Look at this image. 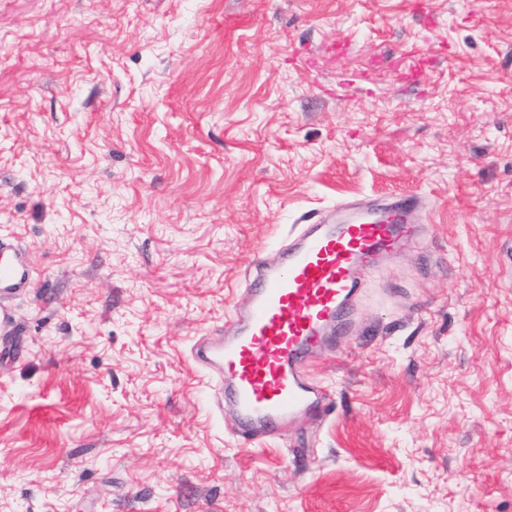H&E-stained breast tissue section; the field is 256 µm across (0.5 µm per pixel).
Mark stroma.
Here are the masks:
<instances>
[{
    "label": "stroma",
    "mask_w": 512,
    "mask_h": 512,
    "mask_svg": "<svg viewBox=\"0 0 512 512\" xmlns=\"http://www.w3.org/2000/svg\"><path fill=\"white\" fill-rule=\"evenodd\" d=\"M403 195L327 409L245 444L191 345ZM0 236V512H512V0H0ZM32 272L25 254L10 240L0 238V328L9 326L12 313L2 300L31 286Z\"/></svg>",
    "instance_id": "obj_1"
}]
</instances>
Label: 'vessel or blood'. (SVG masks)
<instances>
[{
	"instance_id": "vessel-or-blood-1",
	"label": "vessel or blood",
	"mask_w": 512,
	"mask_h": 512,
	"mask_svg": "<svg viewBox=\"0 0 512 512\" xmlns=\"http://www.w3.org/2000/svg\"><path fill=\"white\" fill-rule=\"evenodd\" d=\"M421 209L415 196L385 205L341 201L293 235L280 264L256 263L246 307L225 322L223 334L192 350L193 361L212 374V404H232L246 443L281 437L299 413L326 409L330 394L307 366L344 328L366 275L415 241ZM31 279L25 254L0 238V328L13 321L6 298L30 288Z\"/></svg>"
}]
</instances>
